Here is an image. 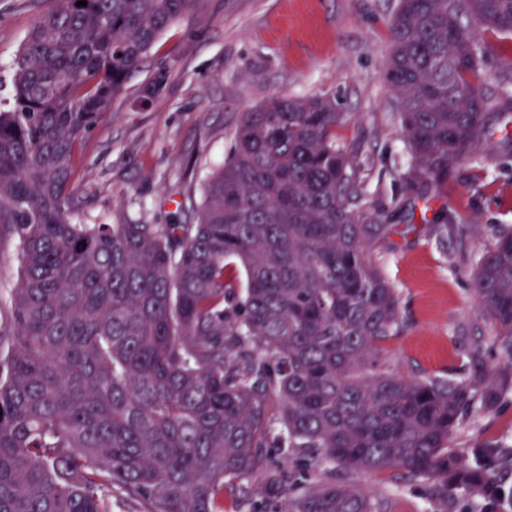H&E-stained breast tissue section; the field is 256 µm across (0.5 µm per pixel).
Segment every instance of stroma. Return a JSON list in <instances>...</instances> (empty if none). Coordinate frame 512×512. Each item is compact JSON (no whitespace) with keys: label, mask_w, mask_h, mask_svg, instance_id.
Masks as SVG:
<instances>
[{"label":"stroma","mask_w":512,"mask_h":512,"mask_svg":"<svg viewBox=\"0 0 512 512\" xmlns=\"http://www.w3.org/2000/svg\"><path fill=\"white\" fill-rule=\"evenodd\" d=\"M397 0H199L168 29L78 144L70 190L88 224H187L209 174L229 154L243 113L274 96L335 97L337 142L353 156L374 223L392 225L369 253L396 288L403 329L385 345L410 378L456 377L483 346L497 366L492 325L476 307L473 269L512 229V148L497 127L475 159L459 164L430 199L403 195L409 169L392 92L383 78ZM60 0H0V79L25 37ZM490 46L483 90L511 112L498 88L512 79V36L481 30ZM448 235L437 239L434 225ZM512 452V391L494 414L466 419L452 440L464 462L478 446ZM350 484L386 512H476V500L440 497L433 480L354 473Z\"/></svg>","instance_id":"1"}]
</instances>
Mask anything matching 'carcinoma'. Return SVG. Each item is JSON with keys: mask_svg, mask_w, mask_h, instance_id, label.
Returning a JSON list of instances; mask_svg holds the SVG:
<instances>
[{"mask_svg": "<svg viewBox=\"0 0 512 512\" xmlns=\"http://www.w3.org/2000/svg\"><path fill=\"white\" fill-rule=\"evenodd\" d=\"M77 2L35 24L0 100V247L19 274L0 329V512H224V489L258 472L270 512H383L338 469L512 498V455L448 451L512 389V232L474 270L501 364L478 345L459 377L411 380L387 367L399 296L367 258L392 225L369 223L325 94L244 113L196 223H82L75 146L197 0ZM480 27L512 33V0H397L384 79L408 193L512 123L481 87ZM276 441L310 463L295 490Z\"/></svg>", "mask_w": 512, "mask_h": 512, "instance_id": "carcinoma-1", "label": "carcinoma"}]
</instances>
